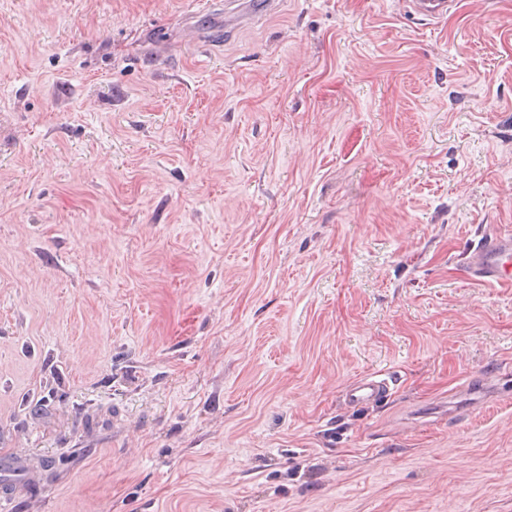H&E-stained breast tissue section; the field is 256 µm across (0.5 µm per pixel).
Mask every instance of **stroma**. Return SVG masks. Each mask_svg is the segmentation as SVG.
I'll return each instance as SVG.
<instances>
[{
	"mask_svg": "<svg viewBox=\"0 0 512 512\" xmlns=\"http://www.w3.org/2000/svg\"><path fill=\"white\" fill-rule=\"evenodd\" d=\"M181 2L0 0L14 512H512V0ZM404 3L409 5L414 15L426 17L435 23H439L457 4L455 0H407ZM470 276L482 283H510L512 280V234L491 233L469 252ZM389 388L388 379L378 374L358 380L347 392L348 401L355 405H367L380 399Z\"/></svg>",
	"mask_w": 512,
	"mask_h": 512,
	"instance_id": "35a3bbf8",
	"label": "stroma"
}]
</instances>
